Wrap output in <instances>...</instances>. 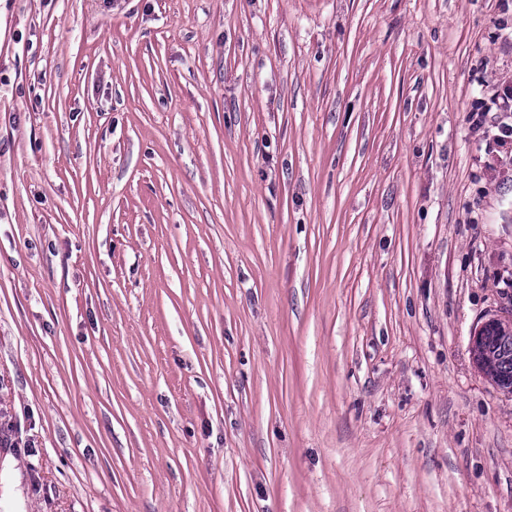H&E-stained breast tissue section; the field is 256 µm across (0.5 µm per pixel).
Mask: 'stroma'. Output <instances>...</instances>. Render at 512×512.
Returning a JSON list of instances; mask_svg holds the SVG:
<instances>
[{
    "label": "stroma",
    "mask_w": 512,
    "mask_h": 512,
    "mask_svg": "<svg viewBox=\"0 0 512 512\" xmlns=\"http://www.w3.org/2000/svg\"><path fill=\"white\" fill-rule=\"evenodd\" d=\"M512 0H0V512H512ZM490 106L485 112H472L469 121L472 128H481L485 123L486 113L491 112H512V81L499 83L489 99ZM496 322L511 324V313L507 319L492 318L484 322L473 334L470 342V350L475 358L483 348L484 334ZM485 347L477 357L478 368L490 379L500 390H503V383L509 381L510 394H512V325L510 327L493 328L489 331Z\"/></svg>",
    "instance_id": "obj_1"
}]
</instances>
